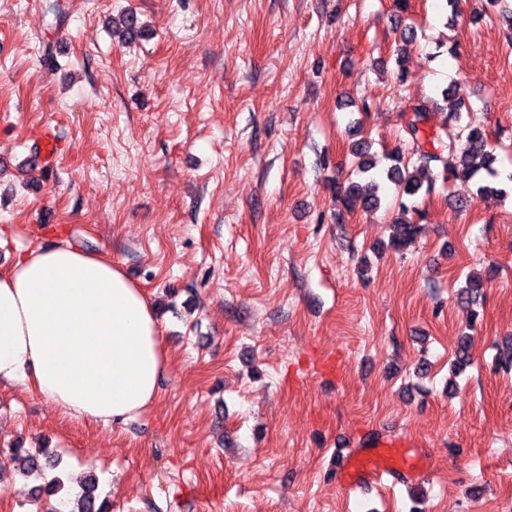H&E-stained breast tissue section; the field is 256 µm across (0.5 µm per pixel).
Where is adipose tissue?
<instances>
[{
  "instance_id": "ef3b65f1",
  "label": "adipose tissue",
  "mask_w": 512,
  "mask_h": 512,
  "mask_svg": "<svg viewBox=\"0 0 512 512\" xmlns=\"http://www.w3.org/2000/svg\"><path fill=\"white\" fill-rule=\"evenodd\" d=\"M165 365L151 303L112 260L63 240L28 248L0 274V384L120 425L154 402Z\"/></svg>"
}]
</instances>
